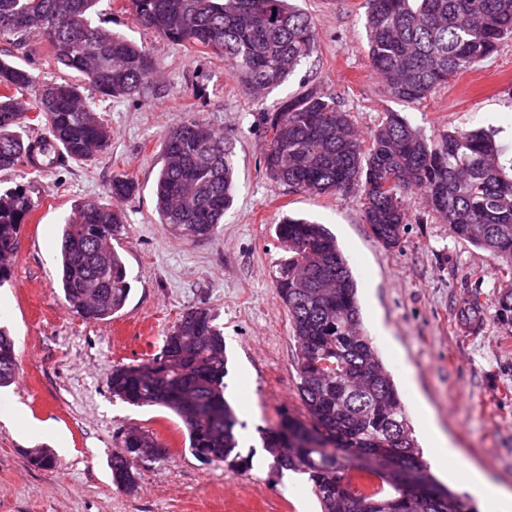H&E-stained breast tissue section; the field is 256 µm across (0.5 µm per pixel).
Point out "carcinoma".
Masks as SVG:
<instances>
[{"label":"carcinoma","mask_w":512,"mask_h":512,"mask_svg":"<svg viewBox=\"0 0 512 512\" xmlns=\"http://www.w3.org/2000/svg\"><path fill=\"white\" fill-rule=\"evenodd\" d=\"M101 0H0V41L16 49L33 36L46 39L54 64L74 80L39 83L34 74L0 55V171L25 175L57 167L58 158L91 162L111 131L85 95L141 96L157 63L133 41L94 21ZM142 25L187 48L224 53L250 88L283 83L315 47L307 14L289 0H131ZM368 58L392 97L419 102L462 72L482 65L512 37V0H366ZM32 91V106L7 90ZM33 116L23 117L24 112ZM267 148L263 166L298 191L356 192L365 223L382 245H400L408 224L406 197L418 188L451 233L499 260L490 276L500 289L499 315L512 323V159L481 130L427 138L398 112L361 136L350 113L315 87L261 114ZM37 122L44 137L26 134ZM234 151L224 135L195 118L166 134L155 182L160 223L184 225L212 237L235 190ZM112 199L134 197L139 185L115 175ZM17 185L0 194V286L11 278L2 258L13 252L21 225L34 210ZM125 227L123 211L96 201L75 205L59 238L60 287L68 309L89 321L122 310L131 285L113 242ZM284 256L275 288L288 311L296 348L297 389L306 410L287 412L261 430L271 470L307 476L321 512H476L468 499L439 484L422 456L391 375L365 333L356 281L322 224L286 218L276 225ZM18 369L15 341L0 327V387ZM224 333L209 309L191 307L148 360L112 370V397L159 406L183 423L189 450L235 473L250 469L240 451L244 427L224 397ZM169 449L148 432L128 428L109 467L116 489L138 488L139 449ZM36 468L57 460L46 448L28 459Z\"/></svg>","instance_id":"1"}]
</instances>
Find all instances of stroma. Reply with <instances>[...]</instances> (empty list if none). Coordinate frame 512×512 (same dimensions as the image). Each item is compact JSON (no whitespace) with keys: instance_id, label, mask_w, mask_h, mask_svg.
Listing matches in <instances>:
<instances>
[{"instance_id":"obj_1","label":"stroma","mask_w":512,"mask_h":512,"mask_svg":"<svg viewBox=\"0 0 512 512\" xmlns=\"http://www.w3.org/2000/svg\"><path fill=\"white\" fill-rule=\"evenodd\" d=\"M296 5L313 21L315 49L281 85L255 92L223 54L170 43L141 25L128 0H101L97 23L142 44L158 63L144 97L98 101L112 139L97 161L24 177L0 171L1 189L24 184L37 203L21 226L12 277L0 287V324L18 357L15 383L0 388V512H319L304 475L272 473L260 439L281 411L305 415L292 330L274 288L282 256L275 227L287 215L335 234L358 282L364 330L392 375L432 474L477 507L469 474L478 471L512 512V323L498 318V289L473 285L475 274L491 271L493 256L455 238L418 190L409 195L400 245L383 247L354 195L296 192L267 176L261 121L286 97L315 86L350 113L362 134L397 112L430 138L484 129L512 158V38L480 68L407 104L391 97L369 64L365 0ZM13 54L40 80L65 77L41 38ZM191 114L223 133L236 153L233 204L215 235L202 241L160 223L154 198L163 137ZM117 173L139 184L121 204L131 292L112 319L88 321L64 302L58 241L76 203L111 204ZM467 300L482 315L474 332L456 317ZM191 307L211 309L224 331L225 396L244 424L242 447L254 450L243 473L196 460L173 413L124 403L108 388L113 367L157 353ZM132 426L148 430L171 455L146 463L137 490L127 493L113 485L108 461ZM41 447L55 453V468L28 464L27 450ZM445 448L457 452L459 467L440 464Z\"/></svg>"}]
</instances>
